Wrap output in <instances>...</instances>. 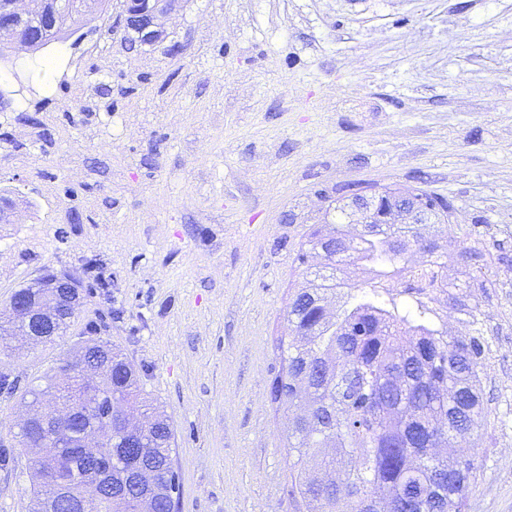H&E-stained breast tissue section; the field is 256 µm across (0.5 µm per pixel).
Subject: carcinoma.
Wrapping results in <instances>:
<instances>
[{"instance_id":"carcinoma-1","label":"carcinoma","mask_w":512,"mask_h":512,"mask_svg":"<svg viewBox=\"0 0 512 512\" xmlns=\"http://www.w3.org/2000/svg\"><path fill=\"white\" fill-rule=\"evenodd\" d=\"M102 0H30L28 13L0 28V50L10 44L37 50L63 37L76 15L94 16ZM436 233L425 238L416 224H360L348 203L328 212L297 251L306 265L318 255L324 271L307 273L294 289L286 332L278 338L283 356L271 400L300 410L288 437L292 465L288 494L306 502L308 512H464L466 488L476 477V429L487 423L481 374L489 352L479 327L477 289L499 262L512 260L505 243L486 244L488 224L475 219L467 228L445 222L455 205L450 196L432 194ZM469 279L444 292L423 281L445 278L448 245ZM428 255L421 265L408 253ZM351 266L367 273L352 292L343 274ZM45 287L16 294L38 305L58 295L52 282L67 278L85 294L112 300V277L95 257L81 270L45 275ZM336 299V314L323 304ZM455 307L471 333L454 336L437 306ZM73 314L54 322L53 342L69 334ZM112 309L87 322L89 336L59 360L45 384L26 391L35 413L20 426L22 443L41 449L34 460L41 477L31 512H139L149 500L166 512L177 489L172 472L173 430L164 412L145 392L125 354L102 338ZM27 339L21 316L0 322V352H15ZM98 397L90 413L75 398L83 388ZM18 376L0 371V396L12 397ZM101 439L100 457L83 448ZM112 462V492L81 510L86 474Z\"/></svg>"}]
</instances>
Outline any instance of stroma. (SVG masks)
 Segmentation results:
<instances>
[{
    "mask_svg": "<svg viewBox=\"0 0 512 512\" xmlns=\"http://www.w3.org/2000/svg\"><path fill=\"white\" fill-rule=\"evenodd\" d=\"M118 12L106 0L81 41L0 52L15 200L0 310L33 276L100 258L119 311L107 337L173 427L176 512H305L288 496L294 413L269 396L296 251L350 184L449 195L459 223L512 236V0H178L167 38L133 48ZM490 278L467 512H512V262ZM102 307L86 297L71 337L0 365L30 384ZM22 413L0 397V512L31 508Z\"/></svg>",
    "mask_w": 512,
    "mask_h": 512,
    "instance_id": "obj_1",
    "label": "stroma"
}]
</instances>
